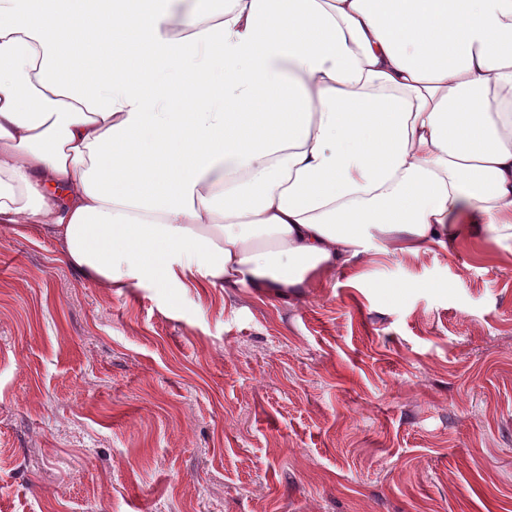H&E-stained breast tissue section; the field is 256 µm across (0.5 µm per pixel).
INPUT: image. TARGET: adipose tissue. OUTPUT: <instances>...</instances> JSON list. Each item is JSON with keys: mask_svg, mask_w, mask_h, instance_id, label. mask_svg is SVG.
<instances>
[{"mask_svg": "<svg viewBox=\"0 0 512 512\" xmlns=\"http://www.w3.org/2000/svg\"><path fill=\"white\" fill-rule=\"evenodd\" d=\"M0 0V224L106 289L304 297L512 239V0Z\"/></svg>", "mask_w": 512, "mask_h": 512, "instance_id": "adipose-tissue-1", "label": "adipose tissue"}]
</instances>
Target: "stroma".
Returning <instances> with one entry per match:
<instances>
[{
  "instance_id": "35a3bbf8",
  "label": "stroma",
  "mask_w": 512,
  "mask_h": 512,
  "mask_svg": "<svg viewBox=\"0 0 512 512\" xmlns=\"http://www.w3.org/2000/svg\"><path fill=\"white\" fill-rule=\"evenodd\" d=\"M506 245L313 295L110 291L0 229V512H512Z\"/></svg>"
}]
</instances>
